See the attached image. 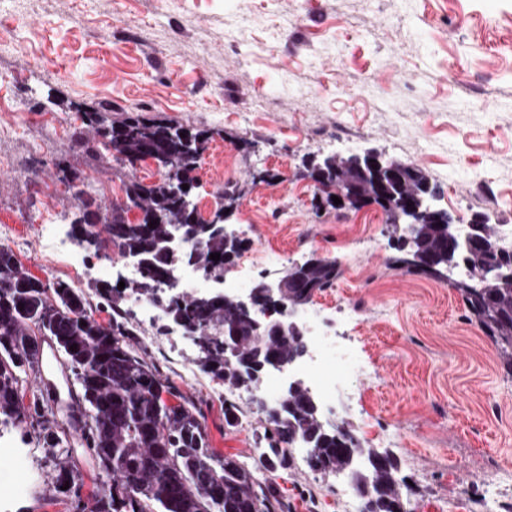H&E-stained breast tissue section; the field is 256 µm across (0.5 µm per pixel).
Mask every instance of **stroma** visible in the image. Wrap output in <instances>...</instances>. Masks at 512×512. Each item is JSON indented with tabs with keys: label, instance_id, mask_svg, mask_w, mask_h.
Returning <instances> with one entry per match:
<instances>
[{
	"label": "stroma",
	"instance_id": "35a3bbf8",
	"mask_svg": "<svg viewBox=\"0 0 512 512\" xmlns=\"http://www.w3.org/2000/svg\"><path fill=\"white\" fill-rule=\"evenodd\" d=\"M293 28H285L287 20ZM177 122L209 132L198 161L196 196L217 207V190L238 185L232 224L249 225L246 254L279 250L274 275L310 254L333 256L341 274L315 302L338 297L377 375L337 419L366 445L378 429L409 482V512H482L487 484L496 512H512V377L446 280L404 273L391 262L406 228L376 206L314 209L309 163L374 149L424 169L437 207L471 223L487 216L512 225V0H0V243L47 286L84 278L116 283L109 243L78 249V264L57 260L42 225L69 233L75 204L57 179L67 160L97 204H124V184L163 173L150 160L119 172L97 163L105 149L74 109ZM274 174L273 182L259 173ZM133 343L173 391L191 400L210 444L247 466L266 421L241 400L236 426L224 422L223 384L201 370L192 341L159 333L129 307ZM47 377L61 391L78 385L59 353L23 374L25 402L45 398ZM500 403L492 415L489 401ZM28 472L0 460V486L26 484L0 512H87L97 470L72 439L82 477L66 495L39 423L10 430ZM289 512H337L341 479L305 465L259 471ZM471 490L461 507L460 484Z\"/></svg>",
	"mask_w": 512,
	"mask_h": 512
}]
</instances>
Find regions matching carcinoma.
<instances>
[{"label":"carcinoma","instance_id":"carcinoma-1","mask_svg":"<svg viewBox=\"0 0 512 512\" xmlns=\"http://www.w3.org/2000/svg\"><path fill=\"white\" fill-rule=\"evenodd\" d=\"M77 110L83 113L84 124L107 141L113 163L133 164L153 154L164 158L165 173L157 182L126 184L128 204L140 210L135 221L129 220L128 208L120 205L91 210L95 203L86 199L87 192L75 183L69 185L77 209L70 224L72 232L79 233L78 240L88 248L98 246L102 225L119 253L139 258L144 272L122 290L110 283L95 286V295L112 309L111 318L103 324L91 314L78 317L77 309H90L83 289L63 282L48 288L22 268L10 247L0 245V423L20 427L40 415L38 402L31 407L24 404L19 373L35 367L40 338L47 336L81 389L82 420L75 429L92 451L102 479L90 512H287L273 485L261 484L235 456L212 448L192 402L171 404L164 399L163 394H172L171 387L136 352L131 343L135 327L121 307L125 290L154 295L157 277L168 267L169 233L175 224L184 227L191 243L181 256L182 263L194 265L200 273L224 274V260L210 259L212 253H224V233L206 234L187 223L174 192L179 184L195 181L192 172L208 133L140 115L110 120L94 109L79 106ZM394 164L404 169L405 182H391L385 171L376 181L388 184L382 209L395 225L404 196L415 188L424 186L433 192L436 187L413 164L401 160ZM315 173L327 181L361 180L353 157L337 164L325 158L311 166L310 174ZM409 229L412 253L432 255L433 266L408 258H398L396 264L426 276H439L444 268L464 264L475 278L471 283H454V289L512 376V250L499 246L496 230L486 221L468 225V236L480 246L467 250L457 219L445 211L429 212L424 207ZM340 273L333 257L322 258L300 284L285 269L286 296L282 304L268 306L279 314L269 319L279 324L273 336L253 332L234 308L193 294L178 297L165 315L180 318L196 329L199 339L212 344L198 356L204 372L224 382L227 389L251 393L264 375L259 365L271 360L288 365L299 359L302 342L283 309L296 301H309L331 287ZM226 334L236 336L241 359H224ZM74 344L77 348L70 349ZM257 412L271 425L270 435L263 436L265 448L259 458L263 468L294 467L292 448L301 441L307 445V456L316 459L318 471L345 474L356 489L369 491L363 512H395L405 484L399 476L398 457L388 448L365 447L343 421L330 429L323 427L319 407L306 387L288 388L277 410L259 408ZM54 415L50 412L43 421L42 440L46 448L63 449L55 464L54 482V491L61 494V487L75 486L78 475L71 466L68 432Z\"/></svg>","mask_w":512,"mask_h":512}]
</instances>
